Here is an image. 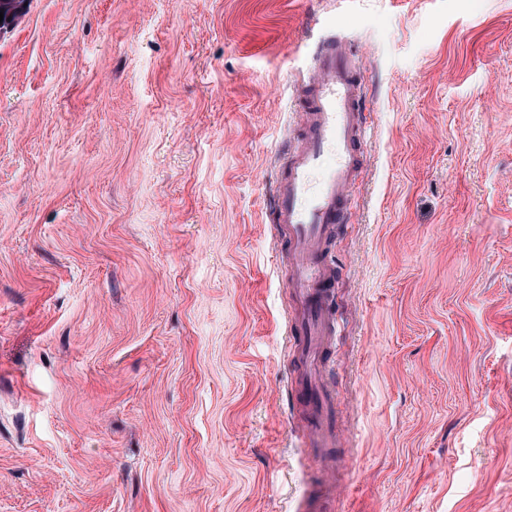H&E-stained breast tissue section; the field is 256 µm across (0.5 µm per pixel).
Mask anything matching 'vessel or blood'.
Wrapping results in <instances>:
<instances>
[{
    "instance_id": "vessel-or-blood-1",
    "label": "vessel or blood",
    "mask_w": 512,
    "mask_h": 512,
    "mask_svg": "<svg viewBox=\"0 0 512 512\" xmlns=\"http://www.w3.org/2000/svg\"><path fill=\"white\" fill-rule=\"evenodd\" d=\"M298 87L299 121L271 186L269 222L287 261L295 302L290 350L298 370L291 383L313 458L322 467L342 437L336 391L327 382L336 285L329 241L336 226L347 221L351 190L367 160L365 79L351 49L331 36L317 42L313 64Z\"/></svg>"
}]
</instances>
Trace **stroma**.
<instances>
[{"mask_svg":"<svg viewBox=\"0 0 512 512\" xmlns=\"http://www.w3.org/2000/svg\"><path fill=\"white\" fill-rule=\"evenodd\" d=\"M330 512H512V0H31L0 35V512H297L324 471L267 220L326 30Z\"/></svg>","mask_w":512,"mask_h":512,"instance_id":"35a3bbf8","label":"stroma"}]
</instances>
